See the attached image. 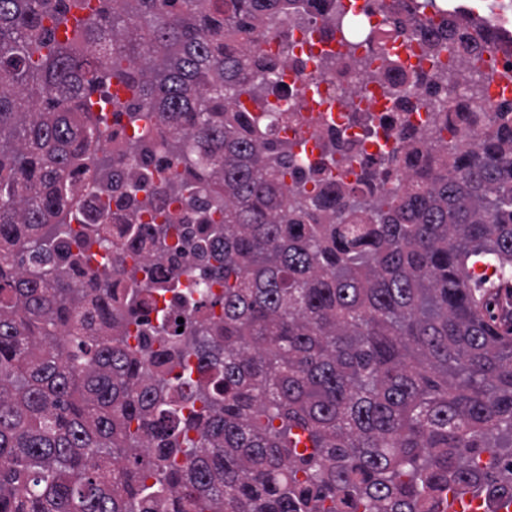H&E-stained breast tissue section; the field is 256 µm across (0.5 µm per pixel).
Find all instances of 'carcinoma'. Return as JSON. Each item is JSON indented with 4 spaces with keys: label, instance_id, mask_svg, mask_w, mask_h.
<instances>
[{
    "label": "carcinoma",
    "instance_id": "carcinoma-1",
    "mask_svg": "<svg viewBox=\"0 0 512 512\" xmlns=\"http://www.w3.org/2000/svg\"><path fill=\"white\" fill-rule=\"evenodd\" d=\"M297 2L0 0V512H440L487 495L484 453L512 505V327L474 270L512 272V99L481 140L402 129L401 195L291 188V147L270 163L273 126L232 101L274 75L251 43ZM110 78L177 132L188 189L224 195V318L155 349L95 334L116 297L92 248L153 257L171 225L110 224L101 203L67 222L70 172L112 167L91 100ZM126 274L136 312L163 275Z\"/></svg>",
    "mask_w": 512,
    "mask_h": 512
}]
</instances>
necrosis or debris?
<instances>
[{
	"instance_id": "necrosis-or-debris-1",
	"label": "necrosis or debris",
	"mask_w": 512,
	"mask_h": 512,
	"mask_svg": "<svg viewBox=\"0 0 512 512\" xmlns=\"http://www.w3.org/2000/svg\"><path fill=\"white\" fill-rule=\"evenodd\" d=\"M419 19L414 0H307L299 12L267 22L269 35L260 47L278 63V88L256 85L253 95L240 96L235 106L266 112L277 141L307 142L305 153L288 161L287 184L302 180L314 190L308 173L329 163L338 189L364 190V173L372 168L378 173L376 192L398 193L405 175L391 168L376 145L396 135L400 125L415 127L432 143L464 132L479 138L489 129L488 107L496 93L467 89L463 76L512 71V47L501 44L512 25V0H489L480 29L495 45L470 58L433 54L417 31ZM407 96L419 97V104L401 106ZM432 102L449 114L447 127L425 124ZM108 125L112 137L104 151L112 156V169L134 174L138 187L135 194L110 197L113 223L132 218L173 227L169 251L158 265L180 286L158 288L151 310L122 312L127 343L136 347L163 323L191 331L202 315L185 302L183 288L200 285L206 296H218L223 281L196 258L205 245L197 233L200 221L180 186L182 164L165 155L173 132L149 120L134 128L117 114L109 116Z\"/></svg>"
}]
</instances>
